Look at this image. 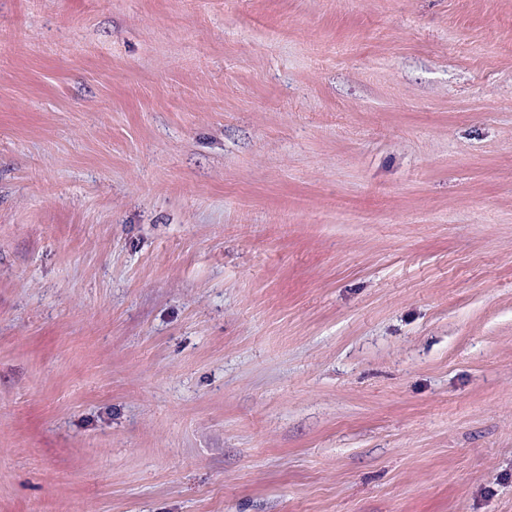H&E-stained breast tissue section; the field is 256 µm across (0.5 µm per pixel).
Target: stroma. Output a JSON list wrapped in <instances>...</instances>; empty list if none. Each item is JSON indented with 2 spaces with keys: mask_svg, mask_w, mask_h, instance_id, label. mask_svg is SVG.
<instances>
[{
  "mask_svg": "<svg viewBox=\"0 0 512 512\" xmlns=\"http://www.w3.org/2000/svg\"><path fill=\"white\" fill-rule=\"evenodd\" d=\"M0 512H512V0H0Z\"/></svg>",
  "mask_w": 512,
  "mask_h": 512,
  "instance_id": "obj_1",
  "label": "stroma"
}]
</instances>
